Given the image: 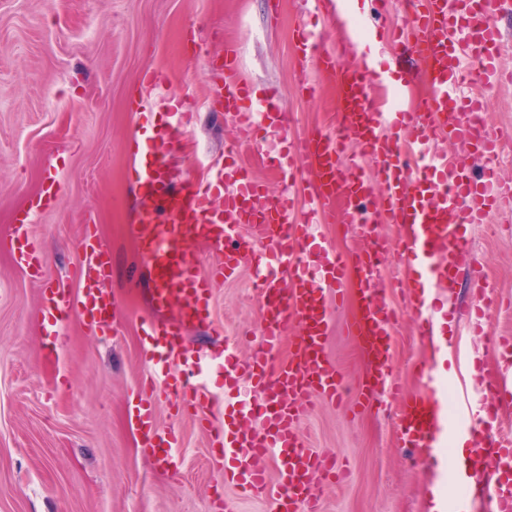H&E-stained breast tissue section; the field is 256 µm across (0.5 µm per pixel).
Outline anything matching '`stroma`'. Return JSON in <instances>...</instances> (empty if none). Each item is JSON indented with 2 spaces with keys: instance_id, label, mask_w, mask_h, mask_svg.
Masks as SVG:
<instances>
[{
  "instance_id": "35a3bbf8",
  "label": "stroma",
  "mask_w": 512,
  "mask_h": 512,
  "mask_svg": "<svg viewBox=\"0 0 512 512\" xmlns=\"http://www.w3.org/2000/svg\"><path fill=\"white\" fill-rule=\"evenodd\" d=\"M314 27L320 48L351 64L359 49L343 44L341 29L324 22L319 0H0V512H214L218 498L237 512H271L258 497L241 496L224 480V461L207 445L188 414L174 415L168 398L156 403L160 428L179 430L183 448L168 467L141 448L129 411L143 372L140 323L151 315L148 285L128 226L136 195L128 178L126 143L133 136V98L143 73L167 79L169 99L149 122L190 112V142L155 159L181 181L224 156L236 140L232 116L223 115L213 80L224 65V43L237 44L240 76L258 97L289 115L286 130L268 133L263 148L244 162L270 191L282 187L266 163L269 152L313 125H327L334 89L316 79L298 82L293 51L296 29ZM55 184L57 200L32 232L50 259L51 274L71 296L82 293L69 274L82 259L85 225H94L109 248L108 288L119 297L117 336L88 335L71 319L57 342V369L43 362L47 338L38 316L43 283L13 261L8 227L32 198ZM493 228L469 238L486 280L502 305L492 312L495 333L512 335V212L492 213ZM467 283L440 292L448 336L457 348L449 359L452 389L460 394L489 375L512 367L458 320ZM398 318L392 334L394 376L414 389L415 364L431 355L393 293ZM212 317L223 339L191 328L186 355L201 360L211 390L224 380V338L247 342L259 320L249 269L216 283ZM328 352L345 377L364 376L368 362L357 344L332 332ZM396 404L383 397L365 407L317 405L300 424L309 448L334 454L349 470L342 484H324L322 512H430L436 470L415 464L397 433Z\"/></svg>"
}]
</instances>
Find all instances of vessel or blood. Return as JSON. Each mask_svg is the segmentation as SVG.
<instances>
[{
	"instance_id": "b4317fda",
	"label": "vessel or blood",
	"mask_w": 512,
	"mask_h": 512,
	"mask_svg": "<svg viewBox=\"0 0 512 512\" xmlns=\"http://www.w3.org/2000/svg\"><path fill=\"white\" fill-rule=\"evenodd\" d=\"M405 22L389 42L368 36L362 61L345 65L319 52L313 35L301 30L295 49L306 69L303 84L323 76L336 88L331 128L311 127L289 150L273 158L288 181L308 171L313 191L305 213H298L289 192L274 193L247 168L236 164V144L226 145L224 168L209 178L188 177L170 187L164 165L143 162L131 169L136 187V217L129 231L141 249L150 281L153 319L142 324L145 372L134 426L144 448L161 459L178 454L180 435L160 430L155 404L176 393L174 408L208 419L207 388L199 370L185 367L187 332L203 325L221 334L211 318L213 284L231 280L249 267L260 322L247 360L240 342H224L222 429L209 442L224 460V470L242 492L267 499L273 512H321V486L340 481L345 471L334 456L307 447L300 422L317 405L343 402L349 392L366 401L387 394L399 398L396 425L403 442L421 451L424 462H438L449 441L466 438L471 455L464 480L445 512H512V435L497 427L502 380L482 383L479 407L460 405L456 416L442 414L448 390L446 370L420 362L419 386L408 391L393 377L390 352L394 311L390 290L400 289L419 339L440 335L433 302L438 289L452 288L462 263L471 256L466 229L487 223L492 212L512 208V184L502 180L500 161L512 129L495 132L482 98L472 85L498 79L496 67L504 35L497 23L500 0H402ZM409 55L423 71L430 93L419 111H402L398 102L412 83L401 65ZM220 97L243 132L283 128L288 115L257 97L239 75V51L224 46V83ZM189 133L177 121L155 128L140 125L127 149L131 155L174 147ZM462 147L449 159L438 152L439 137ZM480 157L473 177L470 157ZM55 190L33 200L11 224L15 262L29 277L44 283L43 320L51 336L63 335L79 315L93 335L108 333L116 298L105 288L109 252L94 228L83 236L84 260L75 271L85 286L81 299L51 287L48 262L31 226L55 199ZM324 224L358 225L350 252L328 245ZM394 224L397 241L379 231ZM216 258L209 274L197 263L200 249ZM397 258L395 279H380V267ZM357 283L358 309L343 330L369 359L368 377L347 380L325 350L333 315L344 304V286ZM493 292L477 286L473 313L477 329L497 351H512V336L493 332L488 311ZM293 334L287 359L280 345ZM250 394H242L240 381ZM276 476H269L266 461Z\"/></svg>"
}]
</instances>
